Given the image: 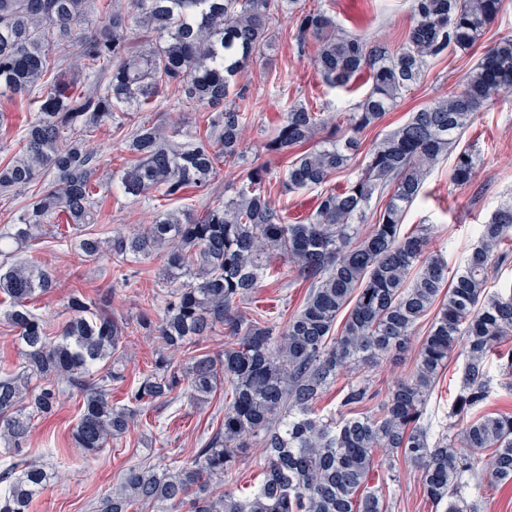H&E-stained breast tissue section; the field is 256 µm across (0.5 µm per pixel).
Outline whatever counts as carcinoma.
Returning <instances> with one entry per match:
<instances>
[{
    "mask_svg": "<svg viewBox=\"0 0 512 512\" xmlns=\"http://www.w3.org/2000/svg\"><path fill=\"white\" fill-rule=\"evenodd\" d=\"M501 9L502 0H411L412 24L392 50L300 0H0V96L37 103L18 151L0 164V196L52 175V186L0 230V315L17 332L20 354L17 368L0 371V456L21 455L33 421L54 415L66 393L79 402L73 442L91 455L120 440L146 406L170 404L181 392L205 402L222 385L231 397L221 426L190 459L162 470L126 468L94 512L184 505L187 512H388L383 487L369 480L381 468L392 471L396 457L419 469L424 495L444 512H474L477 476L511 484L512 412L485 407L500 389L512 395V348L505 349L512 288L487 291L509 258L512 200L480 226L479 245L453 272L429 252L428 229L404 234L401 226L473 115L512 91L503 82L512 76V36L484 51L462 88L372 143L347 186L330 184L361 153L362 134L421 82L430 62L471 49ZM286 16L300 52L318 43L314 66L328 87L349 89L361 77L368 83L350 111L332 118L302 101L289 104L265 144L266 154L288 159L284 190L319 191L302 224L284 223L270 199V170L261 155L248 157V113L239 104L241 72L263 58L272 27ZM171 87L183 104L209 107V134L179 141L178 127L138 123L127 134L131 161L118 172L121 193L144 203L155 191L179 199L247 160L239 187L212 197L200 215L166 209L142 231L108 239L86 232L97 213L91 134L120 112L147 109ZM476 166L475 154L460 152L451 182L468 184ZM60 213L66 223L48 229ZM49 238L76 240L85 262L114 261L125 282L130 265L165 257L162 317L145 312L137 328L177 349L221 327L224 349L181 361L160 355L125 403L112 402L110 386L125 380L131 323L112 313L110 295L87 299L75 290L67 302L73 316L50 337L34 304L57 282L28 253ZM273 258L308 283L283 327L250 319L240 307ZM424 320L414 372L389 391L379 414L337 421L318 413L340 374L401 355ZM457 349L462 382L448 416L461 424L436 437L425 406ZM372 399L362 378L345 387L340 407ZM253 445L266 461L255 490L245 497L210 491ZM49 479L32 462L12 461L0 471V512H29Z\"/></svg>",
    "mask_w": 512,
    "mask_h": 512,
    "instance_id": "1",
    "label": "carcinoma"
}]
</instances>
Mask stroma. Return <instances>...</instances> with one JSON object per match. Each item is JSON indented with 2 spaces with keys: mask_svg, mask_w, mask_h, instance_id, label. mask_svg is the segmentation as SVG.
I'll return each instance as SVG.
<instances>
[{
  "mask_svg": "<svg viewBox=\"0 0 512 512\" xmlns=\"http://www.w3.org/2000/svg\"><path fill=\"white\" fill-rule=\"evenodd\" d=\"M304 3L310 7L323 6L345 29L366 33L393 49L402 44L411 24L409 0H304ZM290 29L289 22H279L266 64L245 70L239 78L248 92L245 104L250 122L245 139L257 153L273 135L290 102L305 101L325 113L345 112L367 90L362 82L350 92L326 86L312 63L314 47L298 52ZM507 34H512V0H503L500 14L471 50L431 61L418 87L399 99L396 107L365 133L366 143L382 139L401 126L411 112L462 87L479 56ZM35 109V104L28 100L0 97V163L14 154L18 134ZM204 112L201 106L191 108L179 104L169 88L151 109L126 118L123 128L112 124L103 126L91 141L100 157L98 177L108 179L111 172L125 164L126 129L133 123L145 119L167 126L175 124L184 135L192 136L202 129ZM455 149L472 150L479 158L470 183L453 185L449 180L453 162L444 160L427 177L422 198L411 207L402 224L406 233L421 224L430 227L432 251L442 254L452 270L462 264L477 244L481 224L501 202L512 198V92L499 96L477 112ZM269 165L275 173L270 180L272 202L281 208L285 223L303 220L317 205L316 191H284L277 174L285 169V160L273 156ZM205 203L203 192L194 189L179 200L159 195L148 203H137L114 193L105 201L103 214L94 228L107 237L150 224L158 210L189 207L199 212ZM41 258L56 275L58 286L52 294L41 297L35 307L53 336L60 333L70 317L66 303L76 285H83L86 296L91 298L101 292H112L114 312L133 318L144 309L143 293L161 284L162 262L158 259L136 265L138 283L130 288L117 283L109 269L80 262L73 245L55 246L42 252ZM272 269V276L263 280L260 288L244 302L243 310L248 314L261 311L267 318L282 323L302 304L308 285L298 279L282 278V263L273 264ZM461 367V358L452 357L430 397L426 417L434 429L443 430L452 424L447 417L448 406L460 387ZM413 370V356L408 353L398 361L387 359L371 368L346 372L324 392L318 408L326 415L340 413L344 386L360 375L369 379L376 392L365 411L376 414L388 391L397 381L409 378ZM223 406L224 395L219 392L198 405L182 397L160 409H148L145 421L132 427L116 445L90 456L72 446L71 431L78 410L73 399L63 398L55 415L36 422L26 449L30 459L45 465L52 473L50 482L34 498L30 512H92V504L111 489L129 465L143 461L168 464L192 456L202 439L215 429ZM155 419L160 420V427H152ZM264 463L260 448H248L225 474L224 489L240 496L249 494L262 478ZM373 481L386 488L388 512H436L423 494L416 470L404 460H396L393 473L383 470L374 473Z\"/></svg>",
  "mask_w": 512,
  "mask_h": 512,
  "instance_id": "35a3bbf8",
  "label": "stroma"
}]
</instances>
